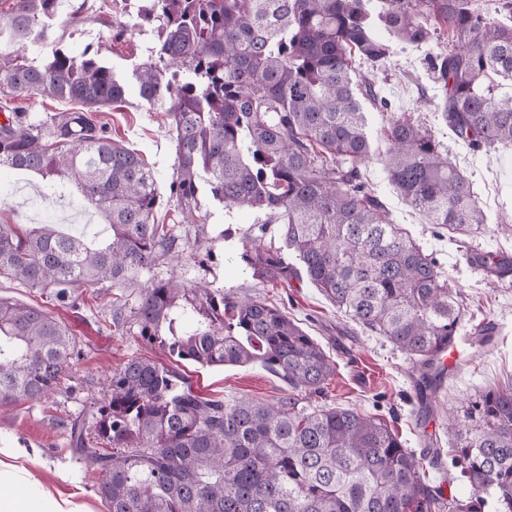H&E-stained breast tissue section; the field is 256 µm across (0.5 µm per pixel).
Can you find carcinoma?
I'll use <instances>...</instances> for the list:
<instances>
[{
  "label": "carcinoma",
  "mask_w": 512,
  "mask_h": 512,
  "mask_svg": "<svg viewBox=\"0 0 512 512\" xmlns=\"http://www.w3.org/2000/svg\"><path fill=\"white\" fill-rule=\"evenodd\" d=\"M142 20L157 40L117 76L100 51L76 58L47 23L59 0H12L0 44H41L43 60L0 47V83L19 95L68 100L77 112L49 123L0 126V168L67 181L110 230L102 243L45 224H0V275L64 303L81 287L129 288L144 270L177 259L176 224L155 223L162 197L143 155L96 133L89 112L126 100L166 103L176 161L168 185L184 221L198 195L265 219L240 260L262 283L307 278L360 326L407 354L421 390L435 389L440 349L461 336L464 313L432 255L388 218L363 181L372 138L363 101L390 112L380 130L390 183L427 223L469 235L488 223L471 182L414 112H393L372 78L395 43L425 49L438 104L475 152L512 146V25L471 0H151ZM381 25L389 33L375 34ZM277 225L280 245L266 242ZM150 344L201 366L258 364L288 387L275 404L202 396L152 359L106 377L100 448L70 437L100 476L109 512H481L492 498L512 512V383L449 413L453 464L470 485L444 499L422 461L440 449L405 447L380 418L352 408L299 405L335 372L322 346L278 306L171 276L112 318ZM77 338L46 311L0 297V404L40 400L62 378Z\"/></svg>",
  "instance_id": "1"
}]
</instances>
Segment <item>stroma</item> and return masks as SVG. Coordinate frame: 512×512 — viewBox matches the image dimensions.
I'll use <instances>...</instances> for the list:
<instances>
[{"label":"stroma","mask_w":512,"mask_h":512,"mask_svg":"<svg viewBox=\"0 0 512 512\" xmlns=\"http://www.w3.org/2000/svg\"><path fill=\"white\" fill-rule=\"evenodd\" d=\"M145 5L146 0H66L67 10L83 8L85 19L65 30L62 45L76 57L86 47L104 46V59L113 70L131 75L134 64L145 59L146 48L155 38L139 17ZM119 23L126 25L127 33L117 40L113 27ZM424 57V50L397 48L387 71L377 73L376 80L396 110L421 111L453 163L472 181L488 223L469 236L451 234L427 223L388 182L379 158L384 150L381 142L373 144L374 154L362 167L363 179L385 203L393 223L438 260L463 309L466 333L494 327L493 345L467 348L463 365L444 377L438 394L420 399L415 391L418 374L411 360L384 337L346 318L308 280L291 281L285 288L262 284L236 261L235 253L257 222L258 213L218 207L203 193L198 214L204 227L199 230L183 223L176 201L165 197L156 221L179 225L185 252L179 261L163 260L140 274L135 287H82L75 291V302L63 306L17 281L0 277V297L45 309L64 321L78 340L64 377L48 397L0 404V448L26 451L17 461L26 472V480L15 486L16 495L34 502L49 492L68 499L79 512H108L97 493L99 475L73 451L67 424L76 418L83 420L87 438L95 439L97 410L110 398L104 378L131 358L149 357L175 365L195 390L214 400L248 397L275 403L286 395V386L261 366L176 364L166 353L144 342L136 331H115V308L134 307L140 285L174 275L188 283L202 282L215 289L258 296L279 306L321 344L336 368L317 403L340 404L383 418L413 450L433 442L441 457L438 463H425L427 480L441 487L445 496L468 497L470 485L451 463L455 434L448 425V413L465 410L484 388L512 382V275L491 279L470 261L471 256L488 252L512 258V148L476 154L457 139L437 108V91ZM0 108L45 120L73 111L74 106L34 94L16 98L0 85ZM91 119L104 135L141 153L160 183L169 181L175 144L164 107L149 105L132 95L125 103L92 113ZM42 195L57 203V221L69 230L80 231L99 222L88 211L72 208L75 194L50 188L29 174L2 169L0 223L23 227L41 223L40 213L27 206L26 200Z\"/></svg>","instance_id":"1"}]
</instances>
